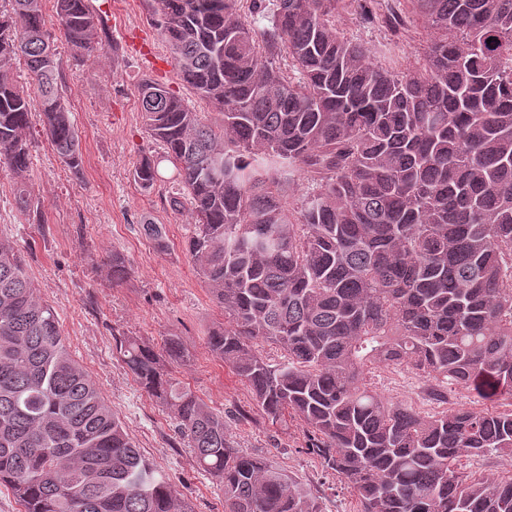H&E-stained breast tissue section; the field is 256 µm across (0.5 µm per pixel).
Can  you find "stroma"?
Masks as SVG:
<instances>
[{"label":"stroma","instance_id":"stroma-1","mask_svg":"<svg viewBox=\"0 0 512 512\" xmlns=\"http://www.w3.org/2000/svg\"><path fill=\"white\" fill-rule=\"evenodd\" d=\"M362 4L363 12L338 13L336 27L376 51L390 37L381 22L386 0ZM91 5L103 18L100 45L78 60L57 37L54 0H43L46 28L57 37L65 103L80 136L82 170L72 174L61 162L39 112H32L33 164L21 180L40 216L32 219L16 209L12 190L20 179L0 165V239L20 253L40 296L56 311L70 352L191 512H224V488L198 466L171 416L140 388L116 352L115 337L157 347L178 337L184 356L170 363L169 371L223 412L230 440L301 482L321 512H359L350 489L309 452L305 421L291 412L268 420L249 386L210 351L208 336L223 327L224 310L185 250L192 229L190 203L171 205L175 190L168 163H161L163 179L152 189L133 178L143 158L162 152L141 118L137 89L144 80L165 82L197 111L207 106L179 79L174 56L151 20L149 0H91ZM147 221L164 227L165 248L145 235ZM115 253L131 268L117 286L108 264ZM369 378L384 396L422 413L439 410L426 397L422 379L408 368L382 364Z\"/></svg>","mask_w":512,"mask_h":512}]
</instances>
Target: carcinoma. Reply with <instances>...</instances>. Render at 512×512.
Returning a JSON list of instances; mask_svg holds the SVG:
<instances>
[{
	"label": "carcinoma",
	"mask_w": 512,
	"mask_h": 512,
	"mask_svg": "<svg viewBox=\"0 0 512 512\" xmlns=\"http://www.w3.org/2000/svg\"><path fill=\"white\" fill-rule=\"evenodd\" d=\"M80 58L99 45L89 0H56ZM433 33L402 70L336 30L340 0H151L180 80L217 115L203 120L168 85L138 88L164 155L134 169L145 189L174 168L194 230L187 254L224 308L210 351L250 386L271 421L291 411L361 512H512V475L471 479L461 456H512V0H404ZM0 10V163L21 176L33 99L65 165L78 132L41 0ZM267 24L255 29L248 16ZM382 22L398 37L406 16ZM313 188L288 199L295 175ZM112 284L129 270L112 254ZM145 392L176 421L197 464L224 486V512H320L300 482L234 446L224 414L165 367L183 357L115 339ZM273 344L272 364L258 346ZM406 365L448 399L449 381L508 409L433 415L366 383ZM0 485L23 512H187L70 354L55 310L0 241Z\"/></svg>",
	"instance_id": "carcinoma-1"
}]
</instances>
